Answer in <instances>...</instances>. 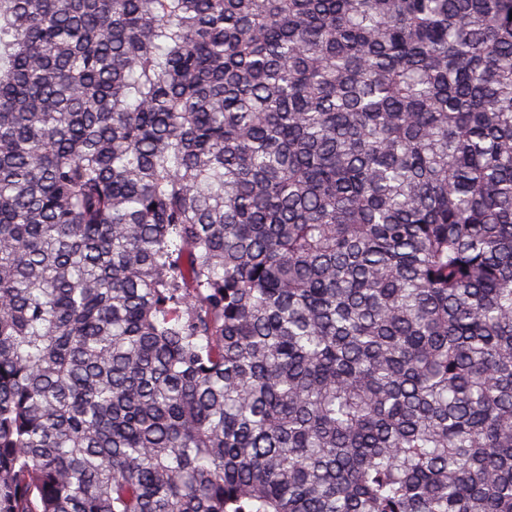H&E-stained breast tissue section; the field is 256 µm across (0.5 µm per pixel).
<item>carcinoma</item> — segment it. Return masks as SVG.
Returning <instances> with one entry per match:
<instances>
[{
    "label": "carcinoma",
    "mask_w": 512,
    "mask_h": 512,
    "mask_svg": "<svg viewBox=\"0 0 512 512\" xmlns=\"http://www.w3.org/2000/svg\"><path fill=\"white\" fill-rule=\"evenodd\" d=\"M0 512H512V0H0Z\"/></svg>",
    "instance_id": "obj_1"
}]
</instances>
